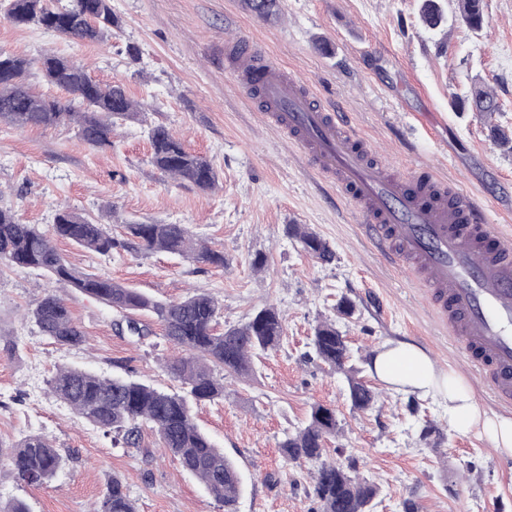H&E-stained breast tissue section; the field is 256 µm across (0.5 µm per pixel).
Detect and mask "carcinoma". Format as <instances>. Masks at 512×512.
Here are the masks:
<instances>
[{"label": "carcinoma", "instance_id": "obj_1", "mask_svg": "<svg viewBox=\"0 0 512 512\" xmlns=\"http://www.w3.org/2000/svg\"><path fill=\"white\" fill-rule=\"evenodd\" d=\"M0 12L17 26L36 25L80 42H96L121 28L112 12L111 0H69L56 7L49 0H0ZM421 19L429 29L445 23L438 0H423ZM458 19L472 31L485 23L484 0H460ZM33 61L0 51V123L24 130L71 124L78 138L96 147L112 146L114 128L145 105L132 100L120 83L101 85L73 58L46 54L39 60L44 80L65 90L69 97H45L31 91L28 76ZM480 102L483 111L498 109L496 99L481 88L461 100V110ZM152 163L169 176L188 181L203 190L218 184L212 165L189 152L163 124L148 129ZM125 235L116 237L101 224L62 208L47 231L25 224L8 209L0 208V263L41 269L58 287L71 288L95 298L116 312L118 332L139 339L153 334L150 324L137 318L149 314L162 327V336L178 355L165 362V370L180 382L181 390L167 392L123 376L103 377L90 370L60 366L49 380L54 397L104 436L126 448L138 447L142 427L149 426L184 470L197 477L208 492L224 503V512H236L242 478L234 463L216 447L194 421L193 405L224 396V383L215 371H231L239 377L254 374V359L276 347L283 336V318L274 306L257 310L241 325L222 332L215 329L218 302L205 291L178 301H158L112 278L78 270L68 265L56 247L66 239L102 256L121 251H164L196 262L224 266V253L207 246L195 247L184 224H127ZM288 231L304 250L321 263H330L335 253L315 233L298 224ZM40 332L55 344L79 347L86 332L77 323L62 295L48 291L31 310ZM310 345L316 357L348 381L351 405L370 409L375 393L356 378L350 365L352 354L336 323L324 320L315 327ZM336 412L314 405L306 424L280 443L286 463L300 467L315 464L311 478L317 512H373L375 485L351 474L352 468L323 459L325 445L336 435ZM7 463L14 479L25 485H41L53 478L67 462L59 449L43 434L23 437L8 453L0 450V464ZM93 512H137L135 501L117 477H112Z\"/></svg>", "mask_w": 512, "mask_h": 512}]
</instances>
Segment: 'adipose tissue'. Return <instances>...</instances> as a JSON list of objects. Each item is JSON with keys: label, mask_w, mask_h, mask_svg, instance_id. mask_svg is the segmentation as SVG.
<instances>
[{"label": "adipose tissue", "mask_w": 512, "mask_h": 512, "mask_svg": "<svg viewBox=\"0 0 512 512\" xmlns=\"http://www.w3.org/2000/svg\"><path fill=\"white\" fill-rule=\"evenodd\" d=\"M371 373L387 388L435 397L449 424L460 430L482 427L496 451L512 455V417H488L466 381L439 368L421 347L406 341L386 344L374 357Z\"/></svg>", "instance_id": "ef3b65f1"}]
</instances>
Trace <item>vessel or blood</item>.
I'll return each mask as SVG.
<instances>
[{"mask_svg": "<svg viewBox=\"0 0 512 512\" xmlns=\"http://www.w3.org/2000/svg\"><path fill=\"white\" fill-rule=\"evenodd\" d=\"M227 49L255 69L263 119L355 205L371 243L415 273L463 362L480 373L497 401L512 406V237L491 223L472 194L447 188L432 170L382 169L347 114L324 108L250 36H233Z\"/></svg>", "mask_w": 512, "mask_h": 512, "instance_id": "1", "label": "vessel or blood"}]
</instances>
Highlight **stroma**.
Segmentation results:
<instances>
[{"label":"stroma","mask_w":512,"mask_h":512,"mask_svg":"<svg viewBox=\"0 0 512 512\" xmlns=\"http://www.w3.org/2000/svg\"><path fill=\"white\" fill-rule=\"evenodd\" d=\"M422 3L279 0L277 15L261 18L247 0H112L122 27L100 44L0 17V50L34 61L46 53L81 59L91 77L122 83L147 106L117 128L106 149L83 144L66 124L26 131L0 124V208L45 229L65 206L118 236L130 222L187 225L195 239L223 251L224 267L165 252L102 256L65 241L57 248L73 267L158 300L205 289L219 302L223 328L267 304L286 318L280 344L261 356L252 377L225 375L223 397L194 408L197 425L245 478L238 512L314 508L310 466L286 465L279 444L316 403L335 409L341 427L326 444L327 459L353 464L355 475L376 483L374 512H404L408 498L421 512H512V456L480 431L453 430L436 399L386 388L371 375L370 358L386 342H414L458 372L489 416L512 417V408L462 362L414 273L384 261L353 205L307 168L289 137L263 122L226 58L233 32L251 35L322 101L343 104L382 166L438 172L512 234V155L489 136L493 125L512 131V0H484L486 23L477 32L458 24L457 0H441L448 21L428 29ZM476 86L494 95L492 116L457 112ZM155 124L213 165L217 190L152 165L147 131ZM291 224L329 242L333 262L304 251L287 233ZM259 256L265 265L257 269ZM53 286L42 270L0 264V445L44 434L68 458L40 487L16 482L0 466V502L21 500L31 512H90L116 476L138 512H224L151 431L139 447L115 445L50 394L60 366L180 388L163 369L172 349L162 335L140 342L118 335L111 310L78 291L65 298L86 344L66 348L42 336L26 313ZM343 298L354 313L340 319ZM327 318L346 336L359 378L378 394L367 411L352 410L345 374L311 352L313 330ZM9 336L15 348L7 347Z\"/></svg>","instance_id":"obj_1"}]
</instances>
